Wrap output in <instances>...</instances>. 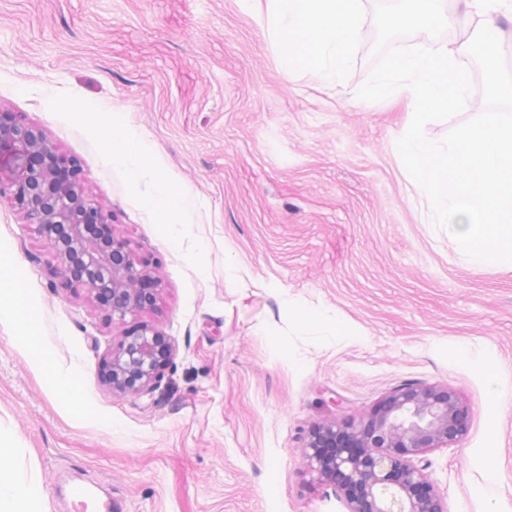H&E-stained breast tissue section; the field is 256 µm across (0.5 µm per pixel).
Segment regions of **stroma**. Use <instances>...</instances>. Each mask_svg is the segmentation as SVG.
Here are the masks:
<instances>
[{"instance_id": "1", "label": "stroma", "mask_w": 512, "mask_h": 512, "mask_svg": "<svg viewBox=\"0 0 512 512\" xmlns=\"http://www.w3.org/2000/svg\"><path fill=\"white\" fill-rule=\"evenodd\" d=\"M374 5L362 0L361 38L327 88L284 78L240 0H0V106L78 160L156 266L144 319L176 346L153 396L108 390L102 361L125 323L53 275L34 225L0 198V245L26 270L56 362H81L93 397L74 410L0 321V440L39 475L49 512H87L61 491L72 474L119 512H347L309 471L306 432L406 382L452 386L471 407L465 440L423 457L448 512H512V267L470 266L430 223L395 149L405 102L357 97ZM104 103L191 191L178 238L145 186L104 163ZM323 316L349 335L314 336Z\"/></svg>"}]
</instances>
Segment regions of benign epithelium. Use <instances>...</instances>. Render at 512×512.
Returning <instances> with one entry per match:
<instances>
[{"mask_svg": "<svg viewBox=\"0 0 512 512\" xmlns=\"http://www.w3.org/2000/svg\"><path fill=\"white\" fill-rule=\"evenodd\" d=\"M15 207L52 251L67 286H80L110 319L154 309L161 281L155 267L114 230L43 129L0 107V196ZM176 353L148 323L129 329L105 357L104 384L114 393L152 395ZM471 408L448 385L408 382L356 419L312 426L303 453L318 481L347 512H448L444 496L414 458L457 446L467 436Z\"/></svg>", "mask_w": 512, "mask_h": 512, "instance_id": "obj_1", "label": "benign epithelium"}]
</instances>
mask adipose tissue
<instances>
[{"label":"adipose tissue","instance_id":"obj_1","mask_svg":"<svg viewBox=\"0 0 512 512\" xmlns=\"http://www.w3.org/2000/svg\"><path fill=\"white\" fill-rule=\"evenodd\" d=\"M242 4L283 58L286 77L305 71L325 86L342 83L361 32V0H242ZM104 114L115 132L106 163L131 181L149 185L143 204L164 224L173 229L185 224L186 210L175 205L184 194L178 176H158L155 163L141 147L139 129L123 112L108 108ZM4 307L10 310L16 343L37 353L49 384L64 391L75 409L85 408L92 395L80 384V364L55 363L50 341L40 334L42 317L25 285L24 272L0 247V309ZM0 512H46L39 477L19 466L15 448L1 441Z\"/></svg>","mask_w":512,"mask_h":512}]
</instances>
